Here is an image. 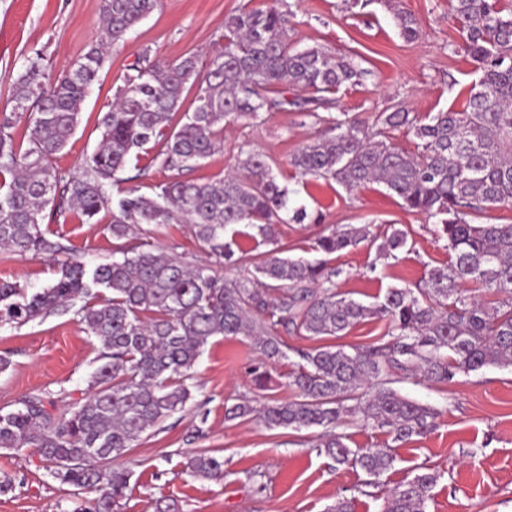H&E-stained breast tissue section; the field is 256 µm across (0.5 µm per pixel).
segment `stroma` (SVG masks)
Returning <instances> with one entry per match:
<instances>
[{
    "label": "stroma",
    "instance_id": "obj_1",
    "mask_svg": "<svg viewBox=\"0 0 512 512\" xmlns=\"http://www.w3.org/2000/svg\"><path fill=\"white\" fill-rule=\"evenodd\" d=\"M244 0H161L137 25L123 46L110 51L99 80L82 105L81 122L56 164L75 173L99 139L97 117L142 47L156 59L173 62L194 52L208 55L224 33V18ZM294 40L353 56L366 74L360 86L342 92L339 111L374 126L379 113L401 106L426 114L463 109L475 81L473 65L460 51L459 33L448 15V0H397L420 22L415 41L402 38L391 12L380 0H286ZM101 0H0V111L9 109L13 84L28 56L41 52L53 74L64 73L102 38ZM315 134L311 122L295 111L268 115L261 124L239 119L224 127V147L195 168V179L217 180L237 171L248 154L261 151L278 164L281 183L294 190L297 203L321 211L319 224L280 225V243L290 253L311 244L336 224H395L409 233L411 250L384 265L374 247L360 244L332 255L341 269L340 289L372 302L393 285L414 286L428 270L446 265L448 252L436 226L405 211L384 185L370 183L346 191L331 180L302 183L288 159ZM99 223L76 218L49 224L51 233L85 263L111 260L114 242ZM57 267L37 254L0 249V281L35 290L47 285ZM100 342L88 335L73 314H56L21 327H0V356L11 366L0 374V409L15 408L39 395L63 410L87 397ZM271 376L268 391L254 384L255 368ZM288 361L262 363L246 337L211 339L194 368V398L139 441L127 457L133 471L131 491L119 512H155L159 499L179 501L182 512H326L337 498H354L355 512H380L384 491L411 478L417 467L437 470L428 512H512V368L488 366L435 384L420 379L397 383L406 398L438 411L434 429L397 448L394 468L377 486H366L358 468L339 466L311 448L309 431L270 429L257 416L229 420L226 406L264 399L290 400ZM208 451L224 459L219 481L197 479L186 470L187 456ZM0 512H74L86 496L60 484L45 470L33 449L0 450Z\"/></svg>",
    "mask_w": 512,
    "mask_h": 512
}]
</instances>
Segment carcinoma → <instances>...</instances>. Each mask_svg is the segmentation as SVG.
I'll use <instances>...</instances> for the list:
<instances>
[{"instance_id": "1", "label": "carcinoma", "mask_w": 512, "mask_h": 512, "mask_svg": "<svg viewBox=\"0 0 512 512\" xmlns=\"http://www.w3.org/2000/svg\"><path fill=\"white\" fill-rule=\"evenodd\" d=\"M408 42L419 35L416 17L385 0ZM160 6V0H102L106 41L90 49L62 76L45 56L28 57L14 83L11 110L0 113V246L46 256L58 266L46 286L30 291L0 281V326L23 325L74 310L77 321L103 346L90 376V394L57 413L39 395L14 410H0V449L36 450L50 476L92 494L74 512H116L130 490L132 471L121 460L142 436L185 410L193 399V370L216 336L249 338L261 357L287 358L282 334L311 340L347 335L366 320L386 321L378 343L320 345L296 351L288 374L293 400H273L256 410L247 402L225 409L229 419L259 412L270 429H321L313 447L336 464L360 467L377 479L394 467V444L424 436L435 426L434 408L402 396L392 384L417 376L450 383L485 366L512 367V224H476L488 209L512 206V8L500 0H448V12L465 54L480 73L466 108L425 117L403 108L379 115L371 131L347 112L325 119L336 94L361 83L366 71L353 59L321 46L301 48L290 35L291 12L273 2L244 3L224 19L222 44L201 57L188 53L165 63L145 47L127 65L122 83L98 120L101 140L80 170L63 175L55 159L80 124L81 106L105 61V49ZM306 93L287 97L288 90ZM192 108L182 110L189 93ZM295 107L326 128L289 160L302 177L333 180L346 191L382 183L406 210L436 220L449 262L430 269L415 287L391 286L371 303L340 291V271L328 260L283 255L281 224H319L322 215L290 205L276 163L264 152L242 162L245 174L215 181L182 178L223 147L224 124L255 123ZM26 121L23 140L16 127ZM416 139L407 152L391 133ZM156 149L141 166L147 145ZM178 177L138 187L152 169ZM110 216L115 240L151 226L137 242L118 247L112 260L93 267L66 253L43 229L46 212L87 221ZM168 224H187L211 262L190 267L156 242ZM247 224L258 244L274 249L248 254L227 229ZM376 245L377 259H397L408 232L386 225L382 237L368 226L342 224L315 238L324 255ZM248 268L226 280L216 264ZM478 283L499 295L476 300ZM352 416L386 440L352 448L336 432ZM191 476L220 481L224 458L191 455ZM440 474L423 467L384 498L382 512H428Z\"/></svg>"}]
</instances>
